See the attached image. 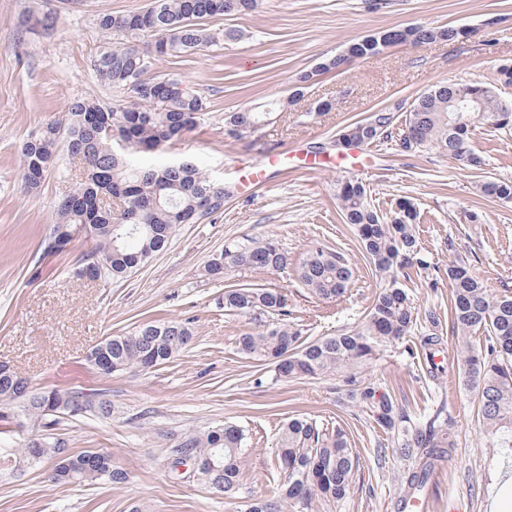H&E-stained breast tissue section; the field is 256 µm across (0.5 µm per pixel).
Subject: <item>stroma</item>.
Here are the masks:
<instances>
[{"label":"stroma","instance_id":"1","mask_svg":"<svg viewBox=\"0 0 512 512\" xmlns=\"http://www.w3.org/2000/svg\"><path fill=\"white\" fill-rule=\"evenodd\" d=\"M149 0H51L54 31L37 36L18 21L33 0H0V364L30 381L32 390L98 393L112 414L62 418L55 430L71 450L100 449L127 469L130 479L95 489L58 486L46 469L0 477V512H240L243 504L276 491V441L295 414L341 425L360 457L356 485L336 512H394L405 461L395 452L397 433L384 430L366 409L340 400L336 378L278 381L272 366L236 351L242 332L260 327L225 315L218 298L231 285L277 288L288 296L293 320L312 338L351 331L366 321L381 280L366 259L336 201L340 176L362 182L378 213L392 215L401 199L418 212L421 255L429 267L404 280L419 319L436 312L444 374L431 379L420 334L390 345L363 375L387 389L412 421L441 416L455 435L456 451L444 478L430 490L434 512H490V489L512 450L493 446L464 389L454 362L462 342L451 331L448 266L469 259L493 291L512 289V203L481 196L487 175L512 179V135L478 125L472 139L487 160L477 172L433 153L408 155L391 141H376L369 154L344 157L337 132L396 102H411L440 82L495 84L500 64L512 63V0H260L257 10L206 23L214 46L163 57L155 76H178L205 104L200 123L179 141L148 156L151 164L191 159L231 190L216 213L181 225L168 246L118 282L79 279L72 269L93 243L74 239L64 251L43 254L41 243L56 221L58 201L76 187L60 154L36 192L21 186L22 143L49 124L66 126L74 100L124 103L123 91L102 83L94 58L119 36L103 32L105 13L137 11ZM413 25L477 28L475 37L420 47L394 46L368 60L317 77L304 98L255 136L234 140L224 115L288 98L298 72L315 67L357 38ZM242 30L237 41L224 30ZM330 112L314 116L320 101ZM285 154L288 168L269 169L260 185L253 171L269 156ZM327 164L307 174L305 158ZM477 214L470 223L468 214ZM272 236L291 260L274 272L236 270L215 279L206 272L213 254L234 240ZM321 241L348 259L353 278L346 292L321 300L300 287L296 265L310 242ZM146 319L191 322L192 346L174 361L146 373L102 376L85 358L105 338ZM231 422L245 433L243 483L229 500L194 478L191 466L172 468L173 450L190 433Z\"/></svg>","mask_w":512,"mask_h":512}]
</instances>
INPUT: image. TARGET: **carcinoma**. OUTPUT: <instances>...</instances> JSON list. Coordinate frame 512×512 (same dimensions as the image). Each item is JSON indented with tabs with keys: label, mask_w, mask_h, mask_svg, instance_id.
<instances>
[{
	"label": "carcinoma",
	"mask_w": 512,
	"mask_h": 512,
	"mask_svg": "<svg viewBox=\"0 0 512 512\" xmlns=\"http://www.w3.org/2000/svg\"><path fill=\"white\" fill-rule=\"evenodd\" d=\"M257 5L258 0H152L143 10L100 16L101 30L122 34L127 42L104 49L93 66L102 82L126 93L127 101L106 107L94 100H76L65 130L50 124L21 147L22 183L28 192L37 190L53 167L60 141H65L68 154L82 165L81 182L59 202L57 221L49 234L57 238L59 251L78 236L92 240V249L77 261V275L104 282L126 278L162 252L178 226L193 224L224 206V186L192 162L139 166L131 161L130 153L153 152L182 138L200 122L205 109L202 98L182 82L152 75L154 62L215 45L204 21L245 16ZM54 22L48 0H34L22 25L31 32H49ZM465 30L464 26H413L365 36L314 69L300 72L287 104H296L315 77L337 71L347 62L370 59L405 41L456 42ZM450 97L477 101V111L469 113L465 121L456 119V113L448 111ZM413 105L414 109L405 110L400 127H394L391 113L376 112L339 130L336 144H369L394 135L402 152H433L481 171L486 160L471 145L475 124L512 134V100L501 98L495 86L443 83L423 92ZM268 108L265 104L224 114L225 134L241 139L259 133L268 122ZM479 188L486 198L512 202V180L490 178ZM336 199L343 222L356 231L376 275L384 281L360 329L309 340L301 329L288 323V296L276 288L232 285L224 289L220 305L229 316L256 321L280 316L258 333L241 334L237 339L240 354L273 365L277 379L339 375L348 386L349 399L365 408L382 428L399 430L410 421L407 412L386 389L366 381L362 368L384 346L404 340L417 324L413 298L400 282L406 269L428 268L420 257L416 209L403 199L394 216L384 218L371 207L364 185L352 179L337 182ZM287 266L288 252L276 240L245 238L213 255L207 272L214 276L247 268L273 273ZM296 276L307 293L329 300L345 292L353 270L342 253L313 243ZM448 281L452 331L464 338L484 334L483 345L466 343L458 351V370L478 399L484 425L499 438L500 447L509 448L512 291L491 292L463 261L448 265ZM427 321L421 347L429 364L427 374L437 379L443 373V367L434 363L442 345L440 320L431 312ZM192 339L188 322L146 321L131 332L108 337L104 351L112 360V372H146L173 361ZM24 388L25 381L16 371H0V474L19 464L30 470L49 461L50 481L59 486L118 485L130 479L129 472L114 464L110 454L76 452L48 436L60 423L48 409L61 404L63 413L71 418L88 413L108 418L112 410L107 400L95 403L81 392L57 390L29 398L23 394ZM22 418L47 433L39 437L43 453L37 460L31 456L34 440L20 448L9 442L10 425ZM244 440L240 427L226 424L187 435L176 453L200 461L194 469L197 479L232 499L240 488ZM454 450L451 432L438 428L434 419L416 428L412 437L399 441L395 453L409 462L401 476L399 503L424 496L434 467L451 458ZM276 462L283 474L278 494L252 498L246 512H317L323 505L337 506L350 494L359 466L358 455L341 427L329 428L304 414L293 415L282 425Z\"/></svg>",
	"instance_id": "cac0c4a2"
}]
</instances>
